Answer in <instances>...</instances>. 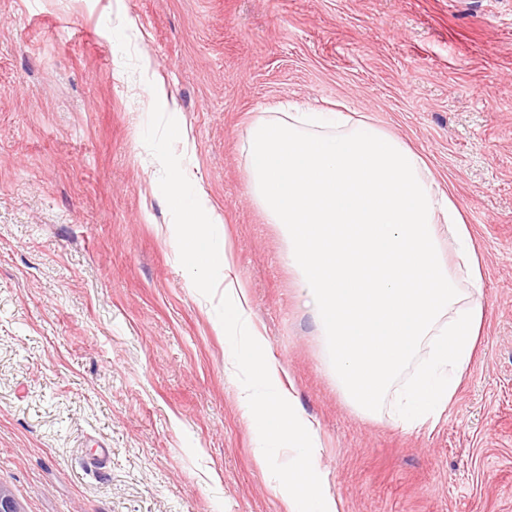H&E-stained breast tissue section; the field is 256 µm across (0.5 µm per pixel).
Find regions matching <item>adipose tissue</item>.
Listing matches in <instances>:
<instances>
[{"label": "adipose tissue", "mask_w": 512, "mask_h": 512, "mask_svg": "<svg viewBox=\"0 0 512 512\" xmlns=\"http://www.w3.org/2000/svg\"><path fill=\"white\" fill-rule=\"evenodd\" d=\"M167 176V205L178 218L174 248L191 269L203 274L213 268L223 270L224 331L246 337L241 357L265 389L263 396H244L250 423L256 432L273 437L280 450L298 452L289 460L288 475L278 482V492L292 512H342L341 501L318 464L320 444L316 431L301 414L294 395L285 388L280 369L266 355L262 334L251 322L247 290L233 273L224 236L216 231L221 216L206 197L185 192L184 183L189 178L186 170L173 168Z\"/></svg>", "instance_id": "1"}]
</instances>
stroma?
I'll return each instance as SVG.
<instances>
[{"mask_svg": "<svg viewBox=\"0 0 512 512\" xmlns=\"http://www.w3.org/2000/svg\"><path fill=\"white\" fill-rule=\"evenodd\" d=\"M295 104L416 150L471 230L482 336L436 424L404 425L397 389L366 417L336 387L251 190L249 128ZM176 155L342 512H512V0H0V491L19 512H288L241 399L262 390L246 339L170 241Z\"/></svg>", "mask_w": 512, "mask_h": 512, "instance_id": "1", "label": "stroma"}]
</instances>
